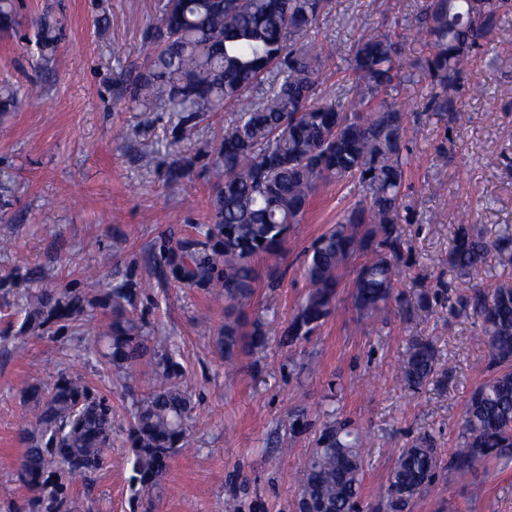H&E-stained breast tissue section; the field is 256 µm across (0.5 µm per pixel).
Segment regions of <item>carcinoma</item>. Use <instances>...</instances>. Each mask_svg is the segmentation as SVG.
I'll list each match as a JSON object with an SVG mask.
<instances>
[{
	"label": "carcinoma",
	"instance_id": "1",
	"mask_svg": "<svg viewBox=\"0 0 512 512\" xmlns=\"http://www.w3.org/2000/svg\"><path fill=\"white\" fill-rule=\"evenodd\" d=\"M332 0H163L149 38L145 71L130 83L129 100L149 112L157 101L182 116L185 136L195 134L196 113L237 108L231 132L224 136L210 170L212 224L205 241L188 242L171 252L169 273L185 285L201 288L224 302V333L217 347L224 357L265 342L259 329L247 334L237 309L256 285L254 260H275L288 230L305 214L322 182L352 179L364 191L329 231L307 252L304 277L309 291L288 327L291 340L313 333L329 313L340 270L352 256L365 261L354 281L356 309L367 319L384 311L397 282L400 220L405 167L401 154L404 113L387 101L403 72L402 49L414 36L427 40L431 53L425 69L432 78L433 103L451 112L458 82L476 49L498 30L500 12L512 0H426L415 33L384 32L359 43L350 58L352 96L345 109L318 96L334 44L307 46L320 16ZM17 24L14 0H0V30ZM268 88L253 102L248 94ZM18 90L0 88V112H15ZM495 250L503 270H512V238L491 242L465 227L457 228L452 264L466 276L480 272ZM135 290L114 286L103 305L112 321L97 333L105 357L128 369L143 362L155 387L133 403L132 471L142 490L158 485L171 457L182 448L192 410L191 395L171 340L152 335L130 318ZM28 312V329L47 322L43 296ZM460 311L481 322L479 339L490 353L492 375L472 394L448 470L465 475L490 459L512 457V278L495 286L475 284L459 298ZM83 307L78 297L56 300L49 312L64 317ZM435 345L416 340L401 366L404 386L417 391L443 378ZM34 427L17 478L34 493L33 512H60L64 484L51 474L84 479L99 467L101 452L112 442V407L78 375L60 378L49 398L36 399ZM316 435L312 451L297 469L298 512H353L358 506L370 435L333 413ZM442 469L427 436L399 451L393 461L391 512H406L415 492Z\"/></svg>",
	"mask_w": 512,
	"mask_h": 512
}]
</instances>
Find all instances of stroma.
<instances>
[{"mask_svg": "<svg viewBox=\"0 0 512 512\" xmlns=\"http://www.w3.org/2000/svg\"><path fill=\"white\" fill-rule=\"evenodd\" d=\"M159 0H19L18 23L0 32V85L39 88V97L0 115V472L16 470L22 430L35 414L28 394L48 396L61 375L77 373L112 404L114 436L100 468L66 485L78 512H297L292 474L312 448L322 412L370 432L362 508L387 512L390 471L399 449L433 439L453 455L466 404L490 376L477 319L449 312L467 284L451 264L454 233L464 226L494 241L512 233V9L458 82L457 109L436 111L424 67L426 40L404 47V73L389 97L405 113L402 139L408 209L397 226L403 241L400 282L382 321L360 316L353 282L362 263L341 272L336 298L310 335L285 331L308 292L302 275L313 241L357 202L351 181L319 186L278 262L257 261L258 282L242 314L259 326L261 348L225 360L216 346L224 307L202 289L166 272L165 259L209 223L213 188L207 171L232 127L233 112L199 115L182 138L170 112L132 108L117 81L147 64V28ZM423 0H333L312 35L336 44L322 91L348 93V60L359 40L415 25ZM58 35L37 44L34 21ZM185 167L179 186L171 170ZM135 289L131 315L173 337L181 380L193 402L189 432L164 479L144 493L132 481L130 411L147 394V367L117 370L90 345L112 320L100 308L107 288ZM79 295L85 312L50 317L42 332L25 324L30 291ZM433 340L448 375L411 393L401 365L415 339ZM311 432L289 438L293 414ZM409 512H512V458L460 478L441 471L417 490Z\"/></svg>", "mask_w": 512, "mask_h": 512, "instance_id": "35a3bbf8", "label": "stroma"}]
</instances>
